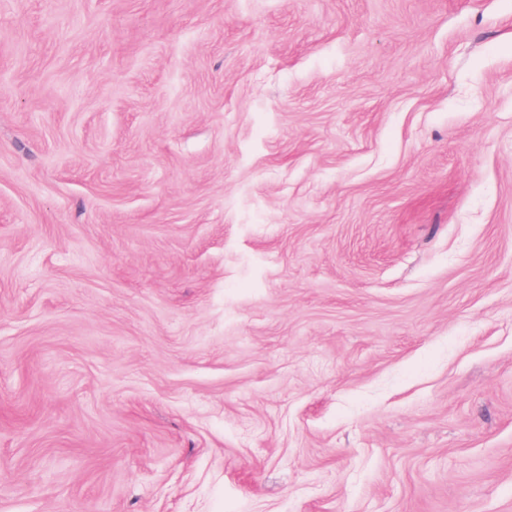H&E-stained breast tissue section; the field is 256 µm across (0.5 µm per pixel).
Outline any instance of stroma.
I'll return each instance as SVG.
<instances>
[{"mask_svg": "<svg viewBox=\"0 0 512 512\" xmlns=\"http://www.w3.org/2000/svg\"><path fill=\"white\" fill-rule=\"evenodd\" d=\"M0 512H512V0H0Z\"/></svg>", "mask_w": 512, "mask_h": 512, "instance_id": "35a3bbf8", "label": "stroma"}]
</instances>
